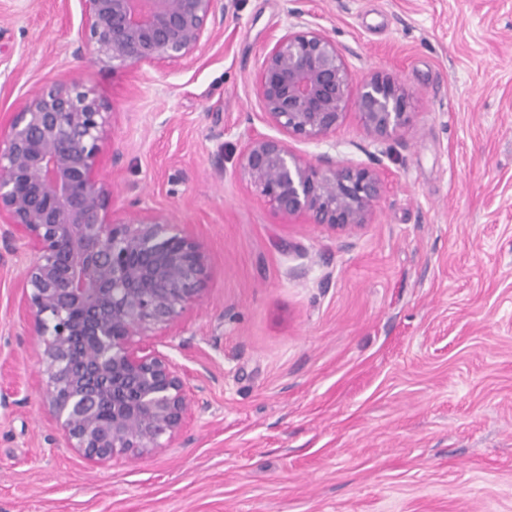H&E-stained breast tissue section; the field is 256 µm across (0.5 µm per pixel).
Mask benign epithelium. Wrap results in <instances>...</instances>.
<instances>
[{
	"mask_svg": "<svg viewBox=\"0 0 512 512\" xmlns=\"http://www.w3.org/2000/svg\"><path fill=\"white\" fill-rule=\"evenodd\" d=\"M219 0H80L84 47L137 72L194 61ZM256 90L281 133L317 141L336 129L351 77L328 35L305 25L275 39ZM370 132L387 137L409 118L408 98L376 73L357 100ZM110 113L81 77L29 94L0 137V223L33 253L22 284L30 324L43 337V401L83 459L137 463L178 436L199 401L162 347L201 297L206 249L165 215H119L100 177ZM242 168L280 213L345 229L368 223L382 184L368 167L304 161L282 140L254 134Z\"/></svg>",
	"mask_w": 512,
	"mask_h": 512,
	"instance_id": "1",
	"label": "benign epithelium"
}]
</instances>
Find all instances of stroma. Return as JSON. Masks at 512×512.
Masks as SVG:
<instances>
[{"instance_id":"1","label":"stroma","mask_w":512,"mask_h":512,"mask_svg":"<svg viewBox=\"0 0 512 512\" xmlns=\"http://www.w3.org/2000/svg\"><path fill=\"white\" fill-rule=\"evenodd\" d=\"M189 66L112 68L79 0H0V132L34 88L83 77L110 114L102 174L204 242L207 278L168 352L206 370L184 431L89 464L48 414L43 348L0 223V512H512V0H222ZM342 51V120L315 163L373 168L368 224L285 216L244 176L278 136L255 87L295 12ZM409 99L381 138L356 94ZM357 106L366 129L379 137L391 135L409 118L405 92L394 80L379 73L364 82Z\"/></svg>"}]
</instances>
